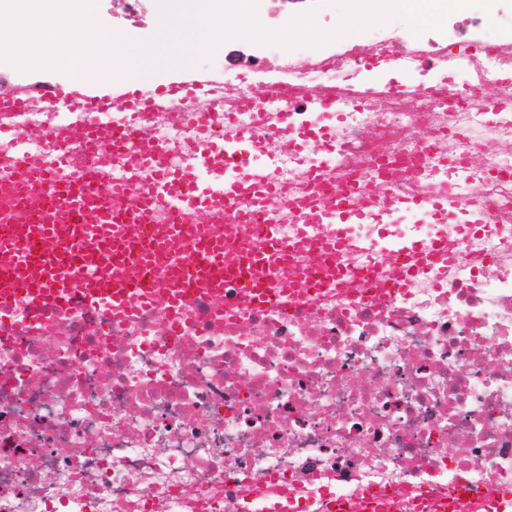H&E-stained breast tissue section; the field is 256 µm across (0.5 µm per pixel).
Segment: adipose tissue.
Here are the masks:
<instances>
[{
    "label": "adipose tissue",
    "mask_w": 512,
    "mask_h": 512,
    "mask_svg": "<svg viewBox=\"0 0 512 512\" xmlns=\"http://www.w3.org/2000/svg\"><path fill=\"white\" fill-rule=\"evenodd\" d=\"M95 24L93 0H0V59L27 64L36 58L82 85L142 80L151 53H125L133 41L125 32L90 37Z\"/></svg>",
    "instance_id": "1"
}]
</instances>
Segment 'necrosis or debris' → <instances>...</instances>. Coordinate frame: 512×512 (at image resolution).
Masks as SVG:
<instances>
[{
	"label": "necrosis or debris",
	"mask_w": 512,
	"mask_h": 512,
	"mask_svg": "<svg viewBox=\"0 0 512 512\" xmlns=\"http://www.w3.org/2000/svg\"><path fill=\"white\" fill-rule=\"evenodd\" d=\"M471 67L512 97V47L488 37ZM446 67L428 86L452 102L403 112H294L265 149L284 195L285 236L337 179L353 190L351 234L400 236V198L451 195L457 211H419L413 232L448 243L446 267L399 282L393 260L350 255L334 283L285 307L190 297L177 321L164 304L134 317L103 309L49 316L28 333L25 310L0 319V512H320L370 487L411 493L459 481L512 490V112H489ZM224 112L141 117L134 149L151 143L178 169L216 135L256 114L238 91ZM316 133L324 156L300 148ZM321 165L324 181L308 172ZM477 174L459 186V166ZM489 214L462 234L457 215ZM249 195L225 204L230 258L250 248Z\"/></svg>",
	"instance_id": "obj_1"
}]
</instances>
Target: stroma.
<instances>
[{"label": "stroma", "instance_id": "1", "mask_svg": "<svg viewBox=\"0 0 512 512\" xmlns=\"http://www.w3.org/2000/svg\"><path fill=\"white\" fill-rule=\"evenodd\" d=\"M94 9L98 30H123L134 38V49L154 50L160 34L156 0H142L137 15H130L126 0H95ZM314 11L316 25L324 31L335 29L342 18V11L334 5H317L316 0H262L265 22L273 28L285 27L298 14ZM496 18H489L481 9L469 8L451 14L443 32L428 31L422 34L420 48L426 56H435L441 48L464 41H474L492 36L512 44V6L499 0L495 6ZM365 32L354 31L319 47L298 46L282 52L272 51L268 44L242 36L225 42L222 50L203 57H191V37L178 34L174 37V52H156V65L146 88L182 79L188 74L218 77L226 83H235L240 73H247L252 82L256 100H264L269 82L285 75V65H292L294 72L310 74L319 58L332 54L344 55L360 47Z\"/></svg>", "mask_w": 512, "mask_h": 512}]
</instances>
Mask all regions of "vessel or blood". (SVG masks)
<instances>
[{
  "instance_id": "1",
  "label": "vessel or blood",
  "mask_w": 512,
  "mask_h": 512,
  "mask_svg": "<svg viewBox=\"0 0 512 512\" xmlns=\"http://www.w3.org/2000/svg\"><path fill=\"white\" fill-rule=\"evenodd\" d=\"M391 65L401 78L387 92L395 97L417 96L420 92L410 73L423 67L415 59L405 67L402 57ZM223 84L205 75H192L153 90L130 88L121 92L90 90L84 86L38 85L23 93L0 94V138L19 143L26 130L2 120L5 112L25 111L38 101L46 112H157L191 102L195 96L211 97L215 111H223ZM302 104L311 112H332L336 97L329 93L301 91ZM89 149L106 143L112 148L126 144L128 132L121 125L93 128L86 132ZM262 131L242 129L233 144L202 147L198 165H185L170 173L152 147H145L141 163L133 172L115 175L94 167L82 179L72 177L73 160L66 137L56 139L51 162L36 160L25 151L16 152L0 166V314L24 303L30 313L28 332H39L41 312H69L74 304L101 307L126 315L154 303L162 285L172 288L168 296L171 316H178L183 303L209 285L223 293L229 278L248 277L253 281L248 299L256 305L285 304L286 290L269 280L292 260L301 246L315 242L327 256L351 253L364 259L384 254L396 259L401 272L418 271L427 263L440 262L448 255L446 242L439 238L387 237L373 240L352 235L347 225L357 223L358 213L337 209L332 234L320 237L316 226L321 208H314L303 220L295 238H286L277 224L255 227L257 247L242 256L238 264L224 260V241L199 238L193 253L178 247L182 239L180 223L166 225L160 235L136 238L131 229L147 220L153 198L165 199L174 215L212 212L218 200H233L248 193L262 209L278 205L277 183L268 165L269 156L260 146ZM225 167L245 169V180H225L217 188L208 179L213 161ZM144 177L151 186L150 197L136 207L116 208L112 199L121 195L132 177ZM395 495L387 490L367 489L350 498L328 501L323 512H388ZM421 512H512V494H483L459 483L447 492L421 491L414 499Z\"/></svg>"
}]
</instances>
